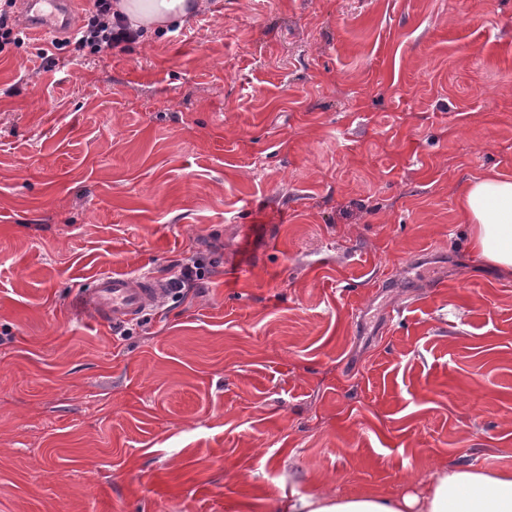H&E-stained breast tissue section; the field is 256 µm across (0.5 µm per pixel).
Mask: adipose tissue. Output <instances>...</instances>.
Segmentation results:
<instances>
[{"label":"adipose tissue","mask_w":512,"mask_h":512,"mask_svg":"<svg viewBox=\"0 0 512 512\" xmlns=\"http://www.w3.org/2000/svg\"><path fill=\"white\" fill-rule=\"evenodd\" d=\"M203 0H114L132 30L151 38L184 26ZM470 224L471 256L512 273V178L471 180L459 197ZM282 512H512V471L466 465L439 469L418 489L398 496L294 494Z\"/></svg>","instance_id":"obj_1"}]
</instances>
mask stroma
<instances>
[{
	"instance_id": "35a3bbf8",
	"label": "stroma",
	"mask_w": 512,
	"mask_h": 512,
	"mask_svg": "<svg viewBox=\"0 0 512 512\" xmlns=\"http://www.w3.org/2000/svg\"><path fill=\"white\" fill-rule=\"evenodd\" d=\"M0 53V512H278L512 469V0H209L44 69ZM199 291L129 335L99 273ZM470 224L471 256L504 274L512 273V178L471 180L459 196ZM203 279L200 264L197 260H188L181 265L180 275L170 279V288L176 297L183 298L192 288L197 287V280Z\"/></svg>"
}]
</instances>
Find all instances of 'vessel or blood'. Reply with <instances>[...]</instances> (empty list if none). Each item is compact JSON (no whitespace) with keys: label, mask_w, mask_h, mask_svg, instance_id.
Masks as SVG:
<instances>
[{"label":"vessel or blood","mask_w":512,"mask_h":512,"mask_svg":"<svg viewBox=\"0 0 512 512\" xmlns=\"http://www.w3.org/2000/svg\"><path fill=\"white\" fill-rule=\"evenodd\" d=\"M20 6L27 31L45 36L64 31L61 17L71 4L69 0H21ZM166 296V282L152 275L107 273L92 277L82 301L94 319L117 325L137 320Z\"/></svg>","instance_id":"vessel-or-blood-1"}]
</instances>
